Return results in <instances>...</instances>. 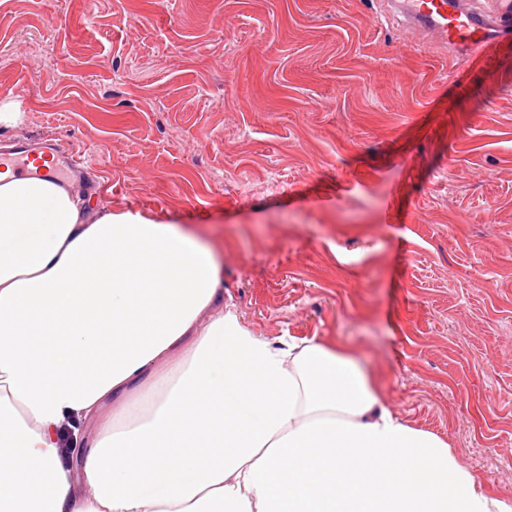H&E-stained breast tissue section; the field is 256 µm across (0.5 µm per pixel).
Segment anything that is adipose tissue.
<instances>
[{
  "mask_svg": "<svg viewBox=\"0 0 512 512\" xmlns=\"http://www.w3.org/2000/svg\"><path fill=\"white\" fill-rule=\"evenodd\" d=\"M21 460L46 490L31 491ZM421 460L451 493L414 471ZM0 512L512 505L384 403L355 348L254 336L224 300L223 247L201 232L3 174Z\"/></svg>",
  "mask_w": 512,
  "mask_h": 512,
  "instance_id": "adipose-tissue-1",
  "label": "adipose tissue"
}]
</instances>
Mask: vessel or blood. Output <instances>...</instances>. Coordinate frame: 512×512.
<instances>
[{
    "mask_svg": "<svg viewBox=\"0 0 512 512\" xmlns=\"http://www.w3.org/2000/svg\"><path fill=\"white\" fill-rule=\"evenodd\" d=\"M386 6L406 28L468 57L485 54L494 38L512 33V0H501L489 13L471 9L467 0H387ZM86 167L85 159L48 139H19L0 150V169L24 177L84 186Z\"/></svg>",
    "mask_w": 512,
    "mask_h": 512,
    "instance_id": "b4317fda",
    "label": "vessel or blood"
}]
</instances>
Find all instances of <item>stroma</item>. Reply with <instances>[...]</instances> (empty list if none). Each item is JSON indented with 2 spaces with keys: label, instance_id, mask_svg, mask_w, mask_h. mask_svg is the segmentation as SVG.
Listing matches in <instances>:
<instances>
[{
  "label": "stroma",
  "instance_id": "obj_1",
  "mask_svg": "<svg viewBox=\"0 0 512 512\" xmlns=\"http://www.w3.org/2000/svg\"><path fill=\"white\" fill-rule=\"evenodd\" d=\"M91 203L203 230L254 335L340 338L512 502V38L415 42L382 0H0V100ZM24 105L21 100L0 101V127H14L24 120Z\"/></svg>",
  "mask_w": 512,
  "mask_h": 512
}]
</instances>
